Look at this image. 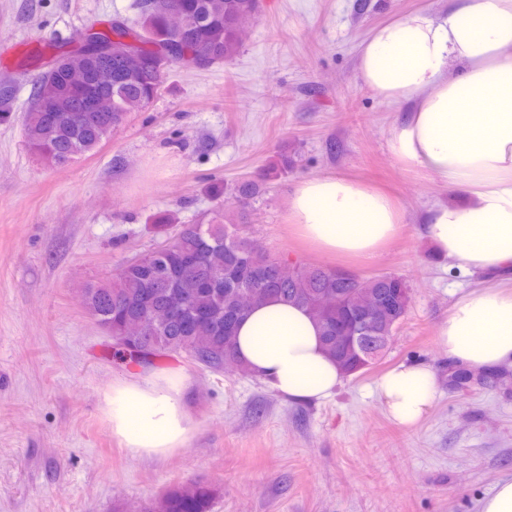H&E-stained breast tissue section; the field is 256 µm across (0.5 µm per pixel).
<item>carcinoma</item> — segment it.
I'll use <instances>...</instances> for the list:
<instances>
[{"instance_id": "cac0c4a2", "label": "carcinoma", "mask_w": 512, "mask_h": 512, "mask_svg": "<svg viewBox=\"0 0 512 512\" xmlns=\"http://www.w3.org/2000/svg\"><path fill=\"white\" fill-rule=\"evenodd\" d=\"M184 25L178 36L170 34L164 15L151 11V0H137V18L131 21L146 31L134 54L115 51L105 59L74 49L68 62L51 67L34 88L32 104L22 116L25 142L46 164L65 167L96 150L126 119L125 112H88L87 94L75 89L67 72L82 70L90 85L98 86L100 72L112 70V97L130 110L151 102L161 90L171 68L185 55L206 53L223 61L237 55L246 31L243 19L258 10L259 0H168ZM68 99L85 113L75 129L48 123L40 108L49 100ZM293 157L284 152L258 180H243L235 186L237 196L253 200L270 176L288 173ZM216 202L205 224H185L162 250H154L120 268L111 278L88 284L81 290L88 314L112 330L130 360L150 354H179L189 362L221 372L236 359L235 328L244 314L241 297L248 293L256 304L280 298L305 307L322 328L325 349L346 375L357 366L348 346L336 341L344 330L352 307L344 301L329 308L314 309L310 302L325 291L348 297L359 290L389 301L386 315L371 330L366 349L376 350L380 339L392 336L406 317L412 302L407 282L395 275L336 278L337 268L298 265L272 259L254 250L246 233L247 214L239 212L238 223L224 222V187L211 188ZM147 320L144 338L122 335L127 319ZM209 489L196 485L172 488L161 498L140 506L139 512H208Z\"/></svg>"}]
</instances>
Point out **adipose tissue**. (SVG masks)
<instances>
[{
	"label": "adipose tissue",
	"instance_id": "obj_1",
	"mask_svg": "<svg viewBox=\"0 0 512 512\" xmlns=\"http://www.w3.org/2000/svg\"><path fill=\"white\" fill-rule=\"evenodd\" d=\"M357 77L383 101L406 106L389 130L400 162L436 174L457 202L429 210L424 237L437 257L467 271L512 269V0H453L372 29L358 51ZM289 221L319 250L369 258L396 238L403 216L382 191L344 178L301 180ZM451 362L475 372L512 366V286L461 295L439 331ZM239 362L292 400L332 396L345 375L327 353L319 323L296 304L272 298L236 328ZM178 371L118 380L100 411L129 452L163 457L192 431ZM390 419L414 427L436 401L438 377L424 363L402 364L376 384Z\"/></svg>",
	"mask_w": 512,
	"mask_h": 512
}]
</instances>
